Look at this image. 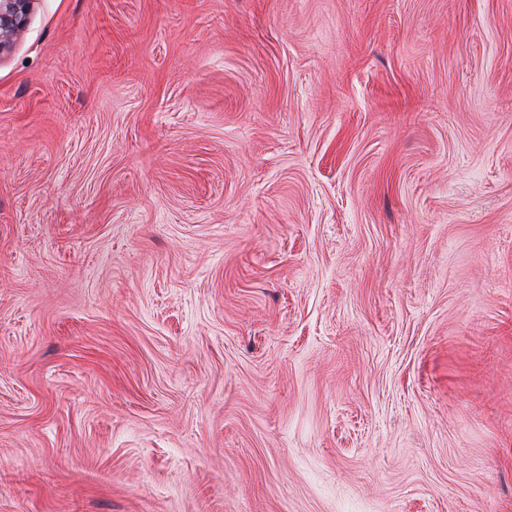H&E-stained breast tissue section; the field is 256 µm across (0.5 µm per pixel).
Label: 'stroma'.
Wrapping results in <instances>:
<instances>
[{"label":"stroma","mask_w":512,"mask_h":512,"mask_svg":"<svg viewBox=\"0 0 512 512\" xmlns=\"http://www.w3.org/2000/svg\"><path fill=\"white\" fill-rule=\"evenodd\" d=\"M0 512H512V0H33Z\"/></svg>","instance_id":"35a3bbf8"}]
</instances>
